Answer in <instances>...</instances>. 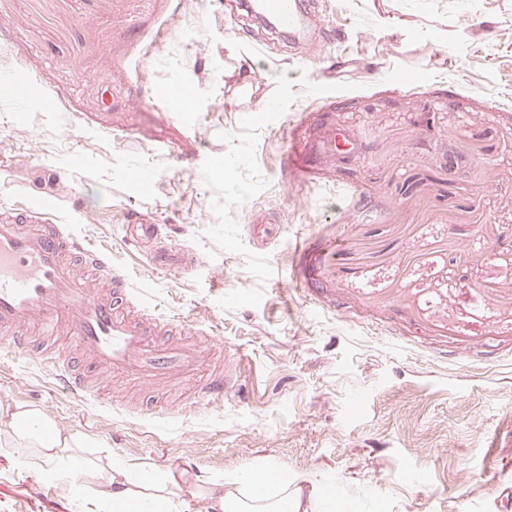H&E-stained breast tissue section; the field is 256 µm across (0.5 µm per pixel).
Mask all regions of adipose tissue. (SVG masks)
<instances>
[{
	"mask_svg": "<svg viewBox=\"0 0 512 512\" xmlns=\"http://www.w3.org/2000/svg\"><path fill=\"white\" fill-rule=\"evenodd\" d=\"M9 439L20 452L34 450L44 461L72 456L79 448L76 437L62 435L43 414L33 407H15L10 414ZM269 469H247L242 480L251 488L249 498L238 499L234 493L219 488L210 492L212 512H335L336 494L295 485L290 492L273 499L266 493ZM112 512H171L167 486L150 489L137 474L121 466L104 473Z\"/></svg>",
	"mask_w": 512,
	"mask_h": 512,
	"instance_id": "adipose-tissue-1",
	"label": "adipose tissue"
}]
</instances>
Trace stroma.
<instances>
[{
    "instance_id": "35a3bbf8",
    "label": "stroma",
    "mask_w": 512,
    "mask_h": 512,
    "mask_svg": "<svg viewBox=\"0 0 512 512\" xmlns=\"http://www.w3.org/2000/svg\"><path fill=\"white\" fill-rule=\"evenodd\" d=\"M314 3L340 43L289 46L232 0H0V75L45 93L0 99V204L29 199L32 170L63 171L58 220L152 311L239 349L246 389L181 412L180 391L154 405L110 382L104 408L0 347V404L174 474L190 512H210V484L247 493L255 463L335 490L337 512H506L512 0ZM291 141L310 178L285 168ZM127 210L200 266L155 267ZM103 483L0 446V512H104ZM0 96L18 104H27L45 97L37 80L23 70L1 77Z\"/></svg>"
}]
</instances>
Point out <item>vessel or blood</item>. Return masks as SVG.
I'll return each instance as SVG.
<instances>
[{
  "mask_svg": "<svg viewBox=\"0 0 512 512\" xmlns=\"http://www.w3.org/2000/svg\"><path fill=\"white\" fill-rule=\"evenodd\" d=\"M259 10L279 30L300 35L311 20L302 0H257ZM0 97L19 104L43 99L35 78L18 71L0 78ZM57 175L38 179L43 204L0 205V341L13 352L29 350L33 335H65L91 366L82 372L53 346L40 351L43 363L77 397L100 391L88 375H110L137 390L158 389L171 382L191 384L194 396L220 406L238 395L235 374L238 350L225 348L224 359L208 362L203 353H187L171 338L188 323L157 316L137 301L124 275L113 271L104 252L64 231L52 217V185ZM126 234L150 244L149 257L159 267L195 269L187 250L171 251L159 243V225L137 213L125 216Z\"/></svg>",
  "mask_w": 512,
  "mask_h": 512,
  "instance_id": "b4317fda",
  "label": "vessel or blood"
}]
</instances>
